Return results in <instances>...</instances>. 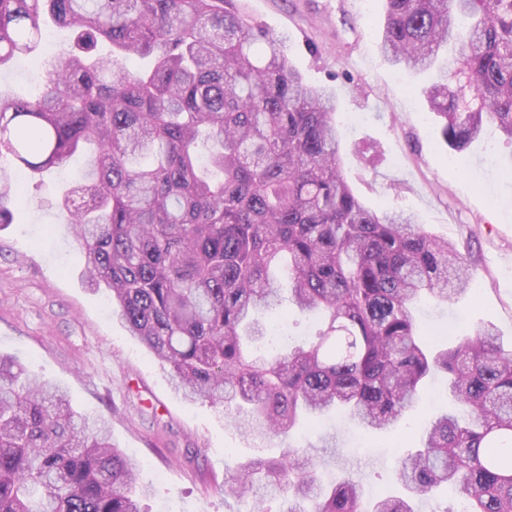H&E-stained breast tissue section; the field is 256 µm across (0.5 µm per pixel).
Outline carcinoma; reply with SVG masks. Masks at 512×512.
Wrapping results in <instances>:
<instances>
[{"label": "carcinoma", "mask_w": 512, "mask_h": 512, "mask_svg": "<svg viewBox=\"0 0 512 512\" xmlns=\"http://www.w3.org/2000/svg\"><path fill=\"white\" fill-rule=\"evenodd\" d=\"M381 52L431 69L424 89L443 140L463 152L484 126L512 141V0H386ZM75 33L34 97L0 96V154L36 177L92 148L58 199L90 284L111 292L131 336L177 393L224 408L253 438L336 409L386 430L427 377L448 376L466 414L437 416L395 471L403 494L366 501L344 478L317 483L311 455L262 456L224 479L249 512H416L446 485L465 512H512V352L489 325L426 342L410 306L468 291L470 261L411 216L377 212L342 170L338 104L307 86L286 39L236 0H0V68L32 54L41 27ZM112 47L96 54L98 43ZM150 58L129 70L131 57ZM289 300L324 317L317 340L272 357L248 344ZM108 421L0 355V512H143L151 489Z\"/></svg>", "instance_id": "1"}]
</instances>
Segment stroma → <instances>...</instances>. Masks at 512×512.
Listing matches in <instances>:
<instances>
[{
  "instance_id": "obj_1",
  "label": "stroma",
  "mask_w": 512,
  "mask_h": 512,
  "mask_svg": "<svg viewBox=\"0 0 512 512\" xmlns=\"http://www.w3.org/2000/svg\"><path fill=\"white\" fill-rule=\"evenodd\" d=\"M253 22L286 36L306 83L331 88L345 128L343 169L374 209L416 216L429 232L465 247L473 268L465 295L412 308L425 336H465L490 323L512 349V141L487 127L468 151L443 141L419 75L379 50L384 0H241ZM77 155L45 173L25 197L5 199L14 213L0 228V354L64 386L74 408L111 421L112 441L140 463L153 494L144 512H247L220 490L228 468L257 455L302 447L318 462L323 486L345 476L373 495L399 487L392 474L407 449L404 428L375 433L328 414L289 436L257 442L219 407L173 391L163 365L129 336L105 290L83 277L85 256L57 206L80 179ZM448 381L436 376L405 415L414 429L452 410Z\"/></svg>"
}]
</instances>
